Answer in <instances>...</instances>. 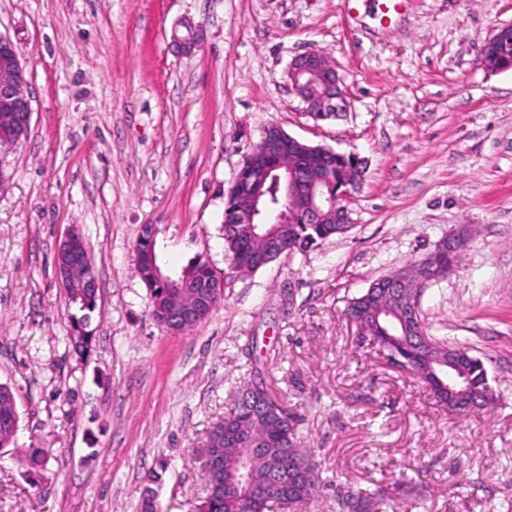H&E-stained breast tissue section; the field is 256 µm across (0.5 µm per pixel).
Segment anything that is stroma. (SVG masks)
Segmentation results:
<instances>
[{"label":"stroma","instance_id":"1","mask_svg":"<svg viewBox=\"0 0 512 512\" xmlns=\"http://www.w3.org/2000/svg\"><path fill=\"white\" fill-rule=\"evenodd\" d=\"M189 19L193 53L172 40ZM512 0H0L27 71L28 135L0 150V384L19 425L0 448V512H161L205 494L201 451L248 383L300 418L337 486L395 512H512V68L480 62ZM322 53L349 107L314 120L287 77ZM366 161L351 227L256 273L230 265L225 195L262 128ZM163 265L208 258L223 300L193 329L153 318L143 225ZM98 280L94 350L67 340L55 271L66 232ZM464 236L420 299L428 334L482 360L494 405L457 416L347 321V299ZM40 463H32L31 455ZM177 27L183 29L180 32L179 29L175 28L172 34L173 41L177 47L186 54L194 52L199 47L201 41L200 26L189 19H185L180 21Z\"/></svg>","mask_w":512,"mask_h":512}]
</instances>
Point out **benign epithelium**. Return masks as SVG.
<instances>
[{
  "label": "benign epithelium",
  "mask_w": 512,
  "mask_h": 512,
  "mask_svg": "<svg viewBox=\"0 0 512 512\" xmlns=\"http://www.w3.org/2000/svg\"><path fill=\"white\" fill-rule=\"evenodd\" d=\"M510 32L512 24L493 30L482 48L480 60L484 66L497 70L512 68V58L500 52V45L507 40ZM172 37L182 52L192 53L199 47L201 29L193 21L184 19L174 29ZM288 74L296 81L294 91L306 105V111L318 119L341 110L342 104L346 102V93L338 72L316 51L294 57ZM26 85V72L18 46L10 38L0 35V148L17 143L29 132L32 109L30 98L24 93ZM272 144L293 153L296 161L283 160L276 166L279 186L288 203L274 217L273 222H265V202L260 183L248 199L242 216V223L250 226L252 236L266 244V255L258 263L260 267L267 265L270 258L288 252V247L278 236V229L283 224H320L327 216L335 217L338 224L349 223L347 202L359 184L356 180L339 187L333 182L326 164V160L336 157L338 152L298 140L277 124L262 129L258 147L246 157L236 180H244L245 175L254 170L259 173L268 171L266 147ZM59 247L70 257L69 262L56 267L60 284L67 285L71 275L81 271L85 283L91 288L97 287L96 279L89 275L91 266L82 239L75 233H68L59 242ZM149 273L152 279L170 288L180 289L183 286L176 275L157 263L151 266ZM222 293V280L201 274L192 292L180 294L179 303L171 305L160 300L153 301L154 318L166 330L177 333L190 324L197 325L204 321ZM237 404L252 415L287 418L284 408L262 386L251 385L244 389ZM234 432L235 426L232 423H224V430L211 434L208 446L212 450L204 455L205 472L211 475L221 495L224 494V441L225 437ZM237 478L249 484L254 496L266 494L265 485L253 480L252 470L247 463H240Z\"/></svg>",
  "instance_id": "1"
}]
</instances>
